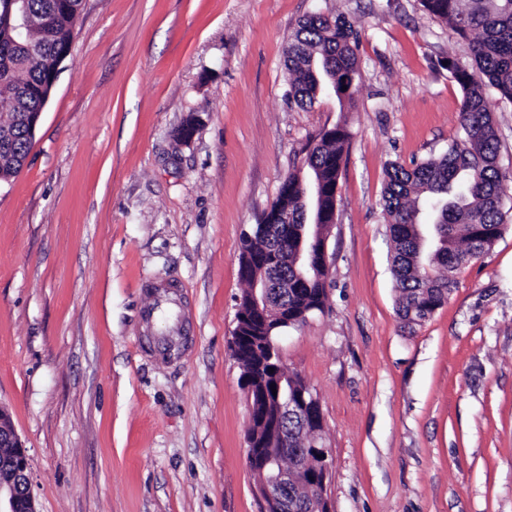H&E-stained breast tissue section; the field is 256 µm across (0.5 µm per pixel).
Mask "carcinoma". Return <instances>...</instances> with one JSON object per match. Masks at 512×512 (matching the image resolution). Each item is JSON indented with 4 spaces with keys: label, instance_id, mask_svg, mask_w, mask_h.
<instances>
[{
    "label": "carcinoma",
    "instance_id": "1",
    "mask_svg": "<svg viewBox=\"0 0 512 512\" xmlns=\"http://www.w3.org/2000/svg\"><path fill=\"white\" fill-rule=\"evenodd\" d=\"M426 11L469 40L472 65L448 58V73L463 96L458 113L460 138L448 145L437 161H424L407 168L393 162L386 170L382 194L392 242L391 271L397 291L398 315L405 327L425 321L448 299L462 268L483 258L500 236L504 224L503 174L498 164V137L494 105L488 90L512 102V0H421ZM29 41L15 38L9 30L5 0H0V105H7L9 118L0 126L10 132L0 144V182L16 177L31 147L27 113L48 101L53 87L50 74L74 33L78 12L59 0H26ZM357 33L341 16L313 14L291 36L287 69L289 94L302 107H312L328 89L336 88L338 102L349 101L359 77ZM347 90H342V87ZM349 133L342 126L322 132L304 148L301 168L288 174L291 207L286 224H257L242 239L239 264L251 275L261 274V264L270 256L293 255L298 246L323 251L326 231L333 223L337 186ZM323 187V224L317 242H300L298 228L304 224L310 184ZM328 272L319 265L303 277L293 263L280 266L281 288L275 302L288 309V320L300 325L315 312L324 311ZM241 377H251L255 387L251 406L260 417L278 411L271 385L279 369L268 364V344L263 333L232 350ZM279 426L288 444L259 432L265 454L294 464L295 449L311 441L323 442L324 427L319 412L279 416Z\"/></svg>",
    "mask_w": 512,
    "mask_h": 512
}]
</instances>
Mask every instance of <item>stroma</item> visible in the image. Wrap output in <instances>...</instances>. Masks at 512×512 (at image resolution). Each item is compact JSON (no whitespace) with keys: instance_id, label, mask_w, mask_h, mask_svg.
I'll use <instances>...</instances> for the list:
<instances>
[{"instance_id":"35a3bbf8","label":"stroma","mask_w":512,"mask_h":512,"mask_svg":"<svg viewBox=\"0 0 512 512\" xmlns=\"http://www.w3.org/2000/svg\"><path fill=\"white\" fill-rule=\"evenodd\" d=\"M315 13L359 35L349 104L287 95L289 37ZM452 57L465 43L421 0H85L0 182V406L38 512H260L230 351L238 257L339 123L327 304L278 338L321 407L332 510L512 512V102L495 113L504 229L410 330L382 208L390 163L459 134Z\"/></svg>"}]
</instances>
